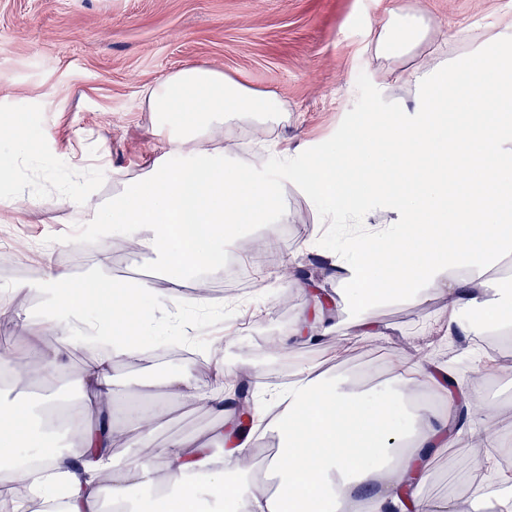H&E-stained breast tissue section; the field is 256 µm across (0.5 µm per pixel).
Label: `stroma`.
Here are the masks:
<instances>
[{
  "label": "stroma",
  "mask_w": 512,
  "mask_h": 512,
  "mask_svg": "<svg viewBox=\"0 0 512 512\" xmlns=\"http://www.w3.org/2000/svg\"><path fill=\"white\" fill-rule=\"evenodd\" d=\"M395 2L402 12L417 14L425 28L420 45L400 59L375 50L381 0H0V113L28 115L44 135L36 148L41 160L65 169L103 166L130 177L159 156L165 143L143 89L182 67L206 66L278 100L282 118L262 135L297 166L372 102L413 107V84L384 81L386 71L441 68L491 49L498 39H512V0ZM282 179L293 223L246 225L227 252L239 258L248 243L259 241L270 245L275 260L258 262L251 304L232 322L217 355L200 338L211 316L198 305L205 300L224 306L233 297L223 273L213 272L201 276L209 288L206 299L182 292L181 308L149 336L158 357L113 366L118 390L139 384L142 402L159 410L158 445L209 433L216 424L196 402L167 401L162 387L169 375L185 369L199 387H209L217 358L229 376L247 383L258 408L269 391L280 388L282 376L300 365L315 366L328 379L344 378L349 389L378 399L392 385L400 356L452 366L463 385L473 380L477 362L464 354L469 337L420 334V325L436 320L435 305L398 298L367 308L376 335L359 342L336 335L287 342L284 361L268 354L302 310L298 278L313 277L326 294L339 293L323 260L348 244L344 225L320 223L318 206L291 174ZM81 242L112 248L118 238L82 223L68 205L0 204V281L16 282L28 269L31 282H38L49 262L71 269V250ZM372 358L382 363L381 373L357 378L356 368ZM480 397L496 405L498 428L512 431V370L487 376ZM486 470L470 435H462L435 460L423 494L434 501L453 498L467 512Z\"/></svg>",
  "instance_id": "35a3bbf8"
}]
</instances>
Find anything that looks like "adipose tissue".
Segmentation results:
<instances>
[{"label": "adipose tissue", "mask_w": 512, "mask_h": 512, "mask_svg": "<svg viewBox=\"0 0 512 512\" xmlns=\"http://www.w3.org/2000/svg\"><path fill=\"white\" fill-rule=\"evenodd\" d=\"M388 15L378 48L399 56L421 41V22L396 8ZM406 79L416 88L413 109L371 107L292 177L333 222L364 223L362 202L369 196L395 216L396 233L359 235L350 257L332 263L344 300L359 307L401 294L434 303L448 319L449 335L511 338L512 301L490 298L489 285L492 271L512 256L506 227L512 211L503 206L512 199V41L436 72L411 71ZM144 101L168 135L151 169L128 179L100 170V177L123 182L105 204L94 200L92 182L76 169L58 178L55 199L80 208L84 223L145 243L160 257L173 291L159 296L146 283L100 274L75 280L52 264L36 285H11L14 293L36 288L43 312L26 319V343L1 359L0 369L35 363L47 384L68 369L87 337H102L107 347L71 377L81 391L71 407L75 431L48 432L22 407L0 402V489L23 483L55 512H102L98 479L107 472L111 499L131 512H200L204 489L230 502V512H455L453 500L434 502L420 493L434 454L466 431L491 463L512 435L498 429L494 404L472 411L474 388L448 389L450 368L421 358L399 360L397 385L380 402L299 367L287 396L272 397V415L256 421L282 441L266 465L276 489L242 465L255 432L228 435L218 428L208 439L190 436L159 448L155 419L145 415L129 424L143 455L114 466L115 361L152 353L144 338L154 331L157 312L179 308L176 290L186 277L223 268L239 225L292 219L280 175L237 167V143L213 135L230 115L273 122L280 109L274 98L218 70L190 66L148 87ZM37 136L24 115H0V180L29 160ZM299 285L308 305L289 337L331 334L335 326L318 283L304 278ZM47 330L58 336L49 350L42 345ZM165 389L206 401L216 416H235L224 404L222 362L214 364L211 389H196L186 370L167 377Z\"/></svg>", "instance_id": "obj_1"}]
</instances>
